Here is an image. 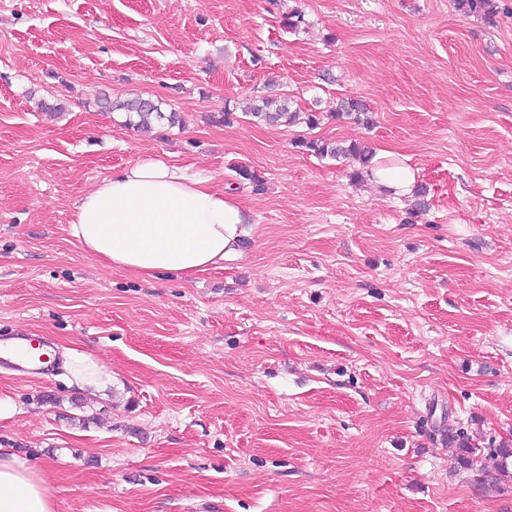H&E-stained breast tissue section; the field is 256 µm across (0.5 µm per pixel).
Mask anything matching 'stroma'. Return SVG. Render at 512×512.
<instances>
[{"instance_id":"1","label":"stroma","mask_w":512,"mask_h":512,"mask_svg":"<svg viewBox=\"0 0 512 512\" xmlns=\"http://www.w3.org/2000/svg\"><path fill=\"white\" fill-rule=\"evenodd\" d=\"M497 5L490 21L453 0H0V336L112 373L90 392L59 363L0 368L17 407L0 446L47 475L57 512H512V481L481 484L448 445L464 431L489 469L484 448H512ZM137 94L184 125L100 106ZM258 95L318 121L254 122ZM346 98L368 122L335 116ZM310 140L392 152L426 209ZM149 158L240 199L243 258L145 281L68 236L88 190Z\"/></svg>"}]
</instances>
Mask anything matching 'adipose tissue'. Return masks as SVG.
I'll return each mask as SVG.
<instances>
[{
	"mask_svg": "<svg viewBox=\"0 0 512 512\" xmlns=\"http://www.w3.org/2000/svg\"><path fill=\"white\" fill-rule=\"evenodd\" d=\"M247 211L211 177L148 159L103 179L76 204L70 236L112 268L183 279L240 253ZM0 512H54L47 479L0 447Z\"/></svg>",
	"mask_w": 512,
	"mask_h": 512,
	"instance_id": "1",
	"label": "adipose tissue"
}]
</instances>
